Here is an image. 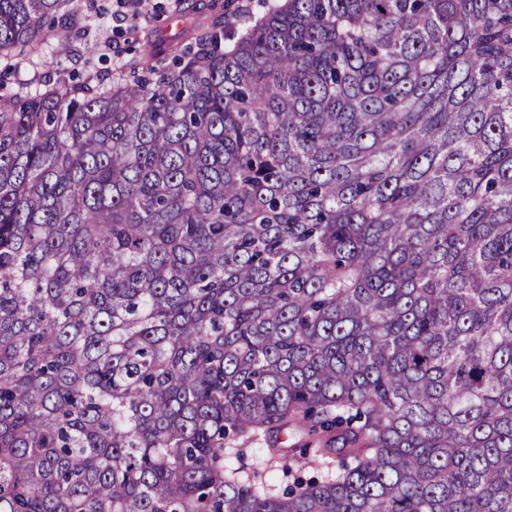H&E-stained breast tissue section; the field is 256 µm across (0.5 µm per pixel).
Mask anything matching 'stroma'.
Wrapping results in <instances>:
<instances>
[{
	"label": "stroma",
	"instance_id": "35a3bbf8",
	"mask_svg": "<svg viewBox=\"0 0 512 512\" xmlns=\"http://www.w3.org/2000/svg\"><path fill=\"white\" fill-rule=\"evenodd\" d=\"M79 10L71 18L72 32L67 47H60L55 34L11 69L10 88L26 96L44 89L47 82L79 76L106 84L131 76L148 42L162 38L173 52L190 45L202 29L211 27L218 13L245 12L260 15L259 0H223V10L211 7V0H156L147 20L135 19L124 30L112 27V0H78ZM120 56H113V48Z\"/></svg>",
	"mask_w": 512,
	"mask_h": 512
}]
</instances>
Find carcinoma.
<instances>
[{
  "mask_svg": "<svg viewBox=\"0 0 512 512\" xmlns=\"http://www.w3.org/2000/svg\"><path fill=\"white\" fill-rule=\"evenodd\" d=\"M72 3L0 0V52ZM168 53L0 82V512H512V0ZM262 448H266L263 442H261V444H249L246 454V463L249 465L265 467L271 481L274 484L279 485L283 481L281 463L277 459L269 460L270 457L266 455Z\"/></svg>",
  "mask_w": 512,
  "mask_h": 512,
  "instance_id": "cac0c4a2",
  "label": "carcinoma"
}]
</instances>
